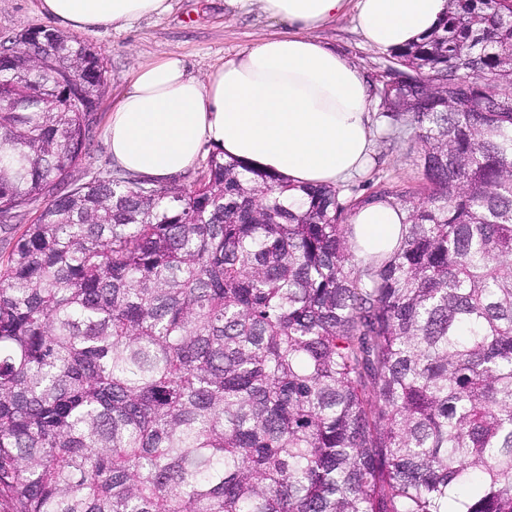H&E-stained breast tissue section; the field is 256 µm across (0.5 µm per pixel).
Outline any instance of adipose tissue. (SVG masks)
<instances>
[{"mask_svg": "<svg viewBox=\"0 0 512 512\" xmlns=\"http://www.w3.org/2000/svg\"><path fill=\"white\" fill-rule=\"evenodd\" d=\"M258 5L289 32L246 46L197 78L177 53L141 64L112 109L106 136L116 163L158 182L194 166L205 151L288 178L336 184L361 171L373 137L362 69L316 35L352 10L371 45L391 50L430 33L447 0H229ZM170 0H41L56 25L75 31L121 28L159 16ZM403 210L378 202L351 218L356 243L388 251Z\"/></svg>", "mask_w": 512, "mask_h": 512, "instance_id": "adipose-tissue-1", "label": "adipose tissue"}]
</instances>
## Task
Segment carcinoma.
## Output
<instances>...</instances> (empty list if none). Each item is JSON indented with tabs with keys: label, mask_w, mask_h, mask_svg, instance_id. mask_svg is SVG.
I'll return each mask as SVG.
<instances>
[{
	"label": "carcinoma",
	"mask_w": 512,
	"mask_h": 512,
	"mask_svg": "<svg viewBox=\"0 0 512 512\" xmlns=\"http://www.w3.org/2000/svg\"><path fill=\"white\" fill-rule=\"evenodd\" d=\"M51 33L0 69V229L44 200L0 261L9 512H512V0L390 52L425 187L350 202L215 152L58 190L105 70ZM406 213L387 202L357 211L351 218L355 242L370 252L391 250L401 237Z\"/></svg>",
	"instance_id": "carcinoma-1"
}]
</instances>
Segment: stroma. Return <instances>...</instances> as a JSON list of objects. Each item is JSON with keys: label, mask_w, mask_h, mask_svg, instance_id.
<instances>
[{"label": "stroma", "mask_w": 512, "mask_h": 512, "mask_svg": "<svg viewBox=\"0 0 512 512\" xmlns=\"http://www.w3.org/2000/svg\"><path fill=\"white\" fill-rule=\"evenodd\" d=\"M49 23L40 9V0H0V41ZM287 29V23L270 19L257 9H230L225 0H174L172 10L166 15L146 17L124 29L83 34V41L91 44L103 59L106 73L93 142L85 159L71 169L68 182H83L89 171L115 169L105 127L139 63L178 53L185 57L190 71L202 77L215 66L235 58L245 46ZM316 34L357 64L374 91L371 98L373 155L362 172L340 182L341 198H362L383 185L419 189L423 176L414 162L417 148L397 135L406 120L387 115L375 94L388 52L364 42L349 11L325 23Z\"/></svg>", "instance_id": "obj_1"}]
</instances>
